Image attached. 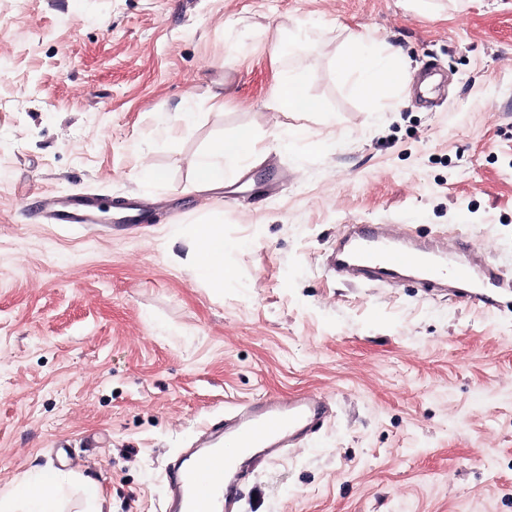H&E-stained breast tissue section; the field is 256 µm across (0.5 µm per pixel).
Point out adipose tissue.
I'll list each match as a JSON object with an SVG mask.
<instances>
[{"instance_id": "ef3b65f1", "label": "adipose tissue", "mask_w": 512, "mask_h": 512, "mask_svg": "<svg viewBox=\"0 0 512 512\" xmlns=\"http://www.w3.org/2000/svg\"><path fill=\"white\" fill-rule=\"evenodd\" d=\"M342 65L356 75L360 88L368 93L407 83L409 79L408 72L395 67L387 57L360 42L348 47ZM306 87L307 77L304 72L289 75L273 92V108L280 112L322 111V104L308 95ZM261 152L258 139L247 127L215 141L197 161L200 186L205 189L223 186L226 163L255 157ZM234 247V242L225 239L221 224L206 223L198 226L191 259L199 275L212 287H223L224 279L229 274L224 265V255ZM66 481L63 474L46 472L5 488L0 491V512H59L56 492Z\"/></svg>"}]
</instances>
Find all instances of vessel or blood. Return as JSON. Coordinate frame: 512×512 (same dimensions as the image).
<instances>
[{
  "mask_svg": "<svg viewBox=\"0 0 512 512\" xmlns=\"http://www.w3.org/2000/svg\"><path fill=\"white\" fill-rule=\"evenodd\" d=\"M103 208L90 194L78 193L58 202L50 212L59 224L95 223ZM328 266L369 280L416 275L426 288L462 292L485 310L496 311L500 298L512 294V279L502 277L483 255L448 259L446 252L391 232L385 224H347ZM328 415L312 397H262L243 404L224 422L222 444L204 449L174 467L167 476L169 512H238L236 488L243 477L242 456L259 453L274 458L284 440L303 439Z\"/></svg>",
  "mask_w": 512,
  "mask_h": 512,
  "instance_id": "1",
  "label": "vessel or blood"
}]
</instances>
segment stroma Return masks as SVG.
Here are the masks:
<instances>
[{
    "label": "stroma",
    "instance_id": "1",
    "mask_svg": "<svg viewBox=\"0 0 512 512\" xmlns=\"http://www.w3.org/2000/svg\"><path fill=\"white\" fill-rule=\"evenodd\" d=\"M357 39L411 81L360 90ZM298 69L323 112L271 109ZM242 126L263 161L199 191ZM78 191L150 219L51 223ZM213 216L238 244L220 289L187 259ZM346 224L512 279V0H0V489L57 471L66 512L87 480L104 512H165L168 463L225 415L309 394L328 417L240 512H512V306L337 278Z\"/></svg>",
    "mask_w": 512,
    "mask_h": 512
}]
</instances>
